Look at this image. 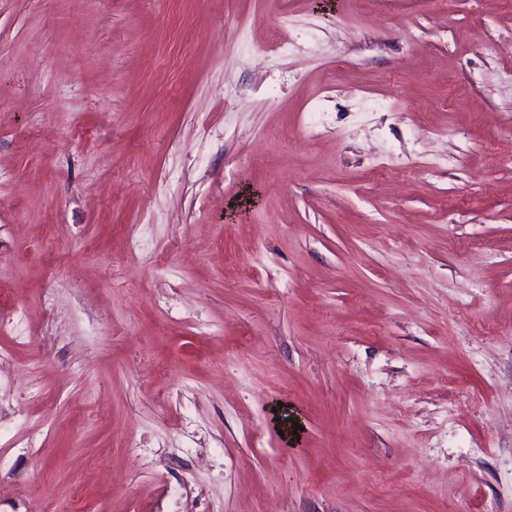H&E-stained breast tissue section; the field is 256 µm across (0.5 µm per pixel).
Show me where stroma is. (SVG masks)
<instances>
[{"mask_svg": "<svg viewBox=\"0 0 512 512\" xmlns=\"http://www.w3.org/2000/svg\"><path fill=\"white\" fill-rule=\"evenodd\" d=\"M0 512H512V0H0Z\"/></svg>", "mask_w": 512, "mask_h": 512, "instance_id": "stroma-1", "label": "stroma"}]
</instances>
